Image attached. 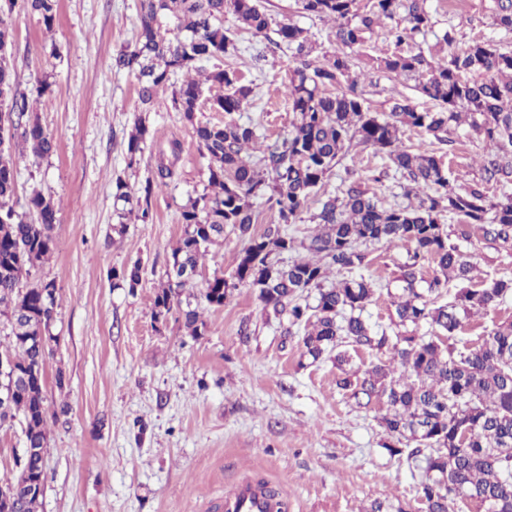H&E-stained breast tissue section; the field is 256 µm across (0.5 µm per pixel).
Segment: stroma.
Segmentation results:
<instances>
[{"label": "stroma", "instance_id": "stroma-1", "mask_svg": "<svg viewBox=\"0 0 512 512\" xmlns=\"http://www.w3.org/2000/svg\"><path fill=\"white\" fill-rule=\"evenodd\" d=\"M275 22L307 29L314 58L336 52L330 22L303 16L296 0H262ZM431 33L406 50L435 54L436 38L454 29L459 44L478 38L512 49V33L492 24L493 0H428ZM138 0H60L56 21L45 28L23 4L13 11L11 62L15 87L54 136L49 156L18 162L14 208L25 211L32 192L51 198L57 210L55 247L28 281L54 280L59 294L54 335L59 343L45 368L44 394L55 419L47 426L46 479L38 512H220L225 491L245 478H262L288 499V512H360L375 499L424 512L420 472L406 457L390 455L380 425L381 403L357 407L336 386L332 360L306 363L300 329L264 310L254 288L237 284L221 308L201 307L202 335H191L179 315L152 317L153 299L167 281L171 254L183 232L182 206L190 190L208 184L207 162L194 138V122L223 121L202 96L194 121L177 112L171 90L149 115V135L139 165L126 149L139 110L133 75L112 59L137 33ZM392 20L376 27L353 57L372 111L390 112L404 102L435 109L413 83L388 78L366 66L367 56L393 52ZM224 27L237 37L232 64L253 83L254 97L241 114L255 125L259 145L287 131L290 106L283 84L292 53L275 33L255 36L233 15ZM47 86L36 94L35 77ZM408 143L423 142L464 184L480 182L487 149L468 126L448 140L405 129ZM178 142L176 176L156 189L153 221L123 213L113 196L116 179L138 189L159 149ZM381 174L373 182V174ZM363 183L389 203H404L402 179L373 149L354 146L325 179L319 199L289 225L306 257L305 241L317 232L318 202L350 182ZM125 222L124 234L113 227ZM451 242L467 252L478 279L512 277V246L483 238L477 226L445 218ZM245 246L225 233L210 246L188 287L199 293L214 274L232 276ZM407 248L368 247L362 274L376 286L366 308L371 322H396L397 292ZM142 266L137 288L114 285L113 271ZM248 336H241V326Z\"/></svg>", "mask_w": 512, "mask_h": 512}]
</instances>
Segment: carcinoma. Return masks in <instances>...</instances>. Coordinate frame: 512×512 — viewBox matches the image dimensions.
I'll list each match as a JSON object with an SVG mask.
<instances>
[{"mask_svg": "<svg viewBox=\"0 0 512 512\" xmlns=\"http://www.w3.org/2000/svg\"><path fill=\"white\" fill-rule=\"evenodd\" d=\"M6 2L7 7L0 6V104L6 106L0 114V318L9 327L10 355L5 360L18 378L9 412L0 413V426L18 416L24 424L27 451L17 461L19 476L12 479V512H37L42 492L32 487L44 485L45 479L50 413L43 389L46 363L54 351L48 338L56 320L57 288L52 280L29 288L21 282L54 249L56 210L36 191L25 214L16 213L12 201L18 170L6 143L18 136L33 157L41 158L53 151L54 137L32 112L29 98L14 86L9 52L14 0ZM26 4L52 28L57 0ZM298 5L303 13L334 24L340 50L322 61L311 60L307 31L293 23L277 25V44L295 50V65L284 85L292 119L286 136L266 146L254 162L242 153L257 139L256 127L239 117L252 87L230 65L207 75L206 81L217 89L210 98L212 108L224 113V121L197 123L193 129L208 160L212 191L188 195L182 208L183 233L170 268L184 272L183 280L170 278L156 292L153 319L164 321L176 310L191 335L201 334L198 308L182 301L181 294L208 247L230 229L246 240L235 279L258 289L264 309L304 328L302 356L313 363L334 358L341 371L336 386L357 406L384 403L381 424L394 439L386 450L392 456L406 455L422 471L419 498L425 512H449L457 501L476 504L478 512H512V323L460 347L453 342L461 317L512 296V278L483 281L479 288L464 286L447 305L436 306L430 298L452 278L473 281L470 260L448 242L444 217L455 214L478 225L485 238L512 243V193L492 202L479 184L457 187L434 152L406 146L401 139L405 127L436 136L466 124L491 151L485 182L512 186V50L481 39L459 48L448 30L439 44L449 51L436 61L421 52L372 57L374 71L414 81L424 96L439 104L436 111H419L397 102L380 116L366 105L349 50L363 44L384 19L399 18L391 29L398 46L426 34L434 25L427 0H298ZM226 13L255 35L267 34L274 24L261 0H140L134 46L118 53L114 64L135 76L141 111H151L159 92L171 86L177 111L194 120L203 86L194 79L177 86L175 77L203 70V61L236 56V39L224 30ZM493 19L498 29L512 33V0H496ZM148 131L146 118L135 117L128 165L137 163ZM355 142L388 157L406 182L408 203H388L354 183L327 196L313 216L320 230L304 246L312 257L286 261L283 254L295 250V242L285 227L296 223ZM179 153L176 142L170 152H159L154 174L137 194L117 178L115 199L133 205L147 222L154 191L173 177ZM263 198L276 208L277 222L258 236L252 232L254 201ZM380 242L408 246L396 303L399 323L413 327L407 334L391 335L364 317L375 294L372 281L361 276L323 285L330 268L363 264L359 246ZM426 261L436 265L429 279L423 274ZM112 278L133 290L141 281V265L114 270ZM422 282L426 287H419ZM229 288L224 276L215 274L206 281L200 301L220 308ZM312 289L315 305L301 303L302 294ZM423 323L430 325L432 335H416ZM348 346L386 355L388 361L362 373L349 372Z\"/></svg>", "mask_w": 512, "mask_h": 512, "instance_id": "1", "label": "carcinoma"}]
</instances>
